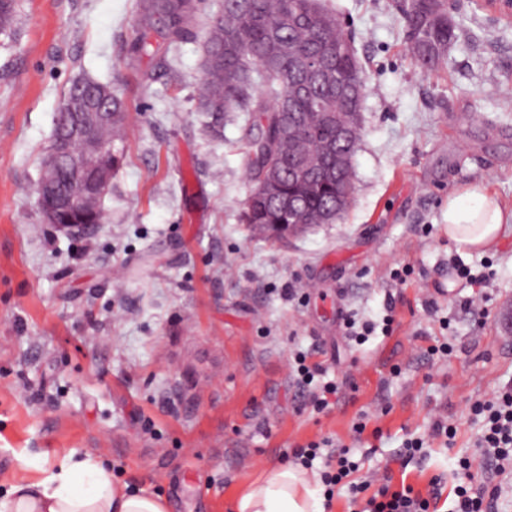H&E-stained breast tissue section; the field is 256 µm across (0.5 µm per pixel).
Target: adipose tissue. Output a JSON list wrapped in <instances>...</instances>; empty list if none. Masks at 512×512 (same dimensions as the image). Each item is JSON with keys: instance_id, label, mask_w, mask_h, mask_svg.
Segmentation results:
<instances>
[{"instance_id": "1", "label": "adipose tissue", "mask_w": 512, "mask_h": 512, "mask_svg": "<svg viewBox=\"0 0 512 512\" xmlns=\"http://www.w3.org/2000/svg\"><path fill=\"white\" fill-rule=\"evenodd\" d=\"M447 224L450 241L481 251L499 241L512 212L479 182L449 197ZM312 483L293 466L268 469L240 493L237 512H321ZM0 512H167V505L161 497L117 486L101 462L62 451L40 480L15 481Z\"/></svg>"}]
</instances>
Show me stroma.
Instances as JSON below:
<instances>
[{
	"mask_svg": "<svg viewBox=\"0 0 512 512\" xmlns=\"http://www.w3.org/2000/svg\"><path fill=\"white\" fill-rule=\"evenodd\" d=\"M223 2L201 0L167 72L154 69L156 33L131 54L137 0H21L14 33L0 34V494L69 450L168 512H236L262 469L327 438L361 475L424 496L440 481L436 510L451 512L457 462L479 454L469 405L512 387L500 324L512 232L478 252L446 234L448 198L470 184L512 208V23L482 0H448L459 37L424 73L394 0H324L368 86L355 193L336 223L275 241L242 221L245 114L215 130L196 110L203 30ZM83 75L112 84L130 114L103 198L112 219L77 237L43 222L34 189ZM462 263L495 275L484 288L451 278ZM480 295L481 323L457 305ZM387 315L389 335L349 336L346 318ZM446 342L451 355L430 354ZM302 352L344 385L327 412L297 391ZM439 418L457 428L453 447L431 435ZM416 437L422 455L403 463Z\"/></svg>",
	"mask_w": 512,
	"mask_h": 512,
	"instance_id": "35a3bbf8",
	"label": "stroma"
}]
</instances>
